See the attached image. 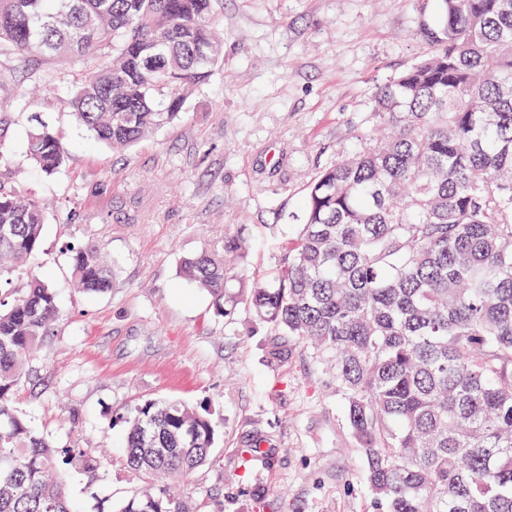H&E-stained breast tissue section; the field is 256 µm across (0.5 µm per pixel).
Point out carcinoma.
<instances>
[{"label": "carcinoma", "instance_id": "1", "mask_svg": "<svg viewBox=\"0 0 512 512\" xmlns=\"http://www.w3.org/2000/svg\"><path fill=\"white\" fill-rule=\"evenodd\" d=\"M440 40L376 89L385 133L306 188L299 231L273 242L274 265L245 274L246 225L224 256L184 260L232 324L241 310L275 339L272 362L300 350L331 375L378 512H512V0H438ZM215 0H0V54L34 71L40 55L75 56L84 75L67 105L100 141L138 143L177 120L224 62ZM27 158L53 174L67 148L31 125ZM44 211L0 177V261L40 245ZM86 292L110 287L99 248L69 251ZM0 267V512H74L56 449L11 405L33 347L58 317L34 280L5 305ZM125 464L150 488L118 512H187L160 488L205 465L217 432L176 399L119 414ZM271 465L262 450L237 469Z\"/></svg>", "mask_w": 512, "mask_h": 512}]
</instances>
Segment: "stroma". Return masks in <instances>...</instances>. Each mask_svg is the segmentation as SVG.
Listing matches in <instances>:
<instances>
[{"instance_id":"1","label":"stroma","mask_w":512,"mask_h":512,"mask_svg":"<svg viewBox=\"0 0 512 512\" xmlns=\"http://www.w3.org/2000/svg\"><path fill=\"white\" fill-rule=\"evenodd\" d=\"M218 12L223 63L175 122L127 151L68 109L81 61L44 56L32 75L0 56V110L14 121L0 175L47 215L9 292L36 278L59 308L12 406L57 448L99 458L97 471H62L79 512H117L138 489L115 415L150 398L185 402L218 433L210 463L178 487L189 512H375L330 376L301 355L269 362L266 329L244 313L225 324L181 263L223 255L225 225L245 224L249 271L273 264L270 244L296 237L307 185L375 124L377 87L432 50L436 0H220ZM34 112L69 149L52 176L23 150ZM73 244L103 250L111 288H76ZM259 440L271 466L234 476L239 449Z\"/></svg>"}]
</instances>
